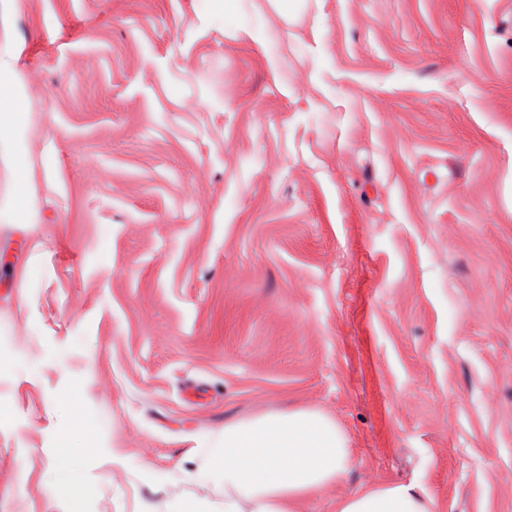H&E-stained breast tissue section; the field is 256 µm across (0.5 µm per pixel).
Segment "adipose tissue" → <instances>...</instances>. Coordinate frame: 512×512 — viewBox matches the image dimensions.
<instances>
[{"label": "adipose tissue", "instance_id": "1", "mask_svg": "<svg viewBox=\"0 0 512 512\" xmlns=\"http://www.w3.org/2000/svg\"><path fill=\"white\" fill-rule=\"evenodd\" d=\"M351 464L341 429L314 408L270 413L224 427L222 512H292L301 497L336 483ZM339 512H431V499L392 484L351 496Z\"/></svg>", "mask_w": 512, "mask_h": 512}]
</instances>
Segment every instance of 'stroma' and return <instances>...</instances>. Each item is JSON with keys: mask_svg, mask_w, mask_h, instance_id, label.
Instances as JSON below:
<instances>
[{"mask_svg": "<svg viewBox=\"0 0 512 512\" xmlns=\"http://www.w3.org/2000/svg\"><path fill=\"white\" fill-rule=\"evenodd\" d=\"M215 4L0 0V512H217L299 408L297 512H512V0ZM351 464L341 429L304 408L224 426V508L217 512H292L301 497L336 483ZM431 499L411 485L392 484L351 496L338 512H431Z\"/></svg>", "mask_w": 512, "mask_h": 512, "instance_id": "1", "label": "stroma"}]
</instances>
